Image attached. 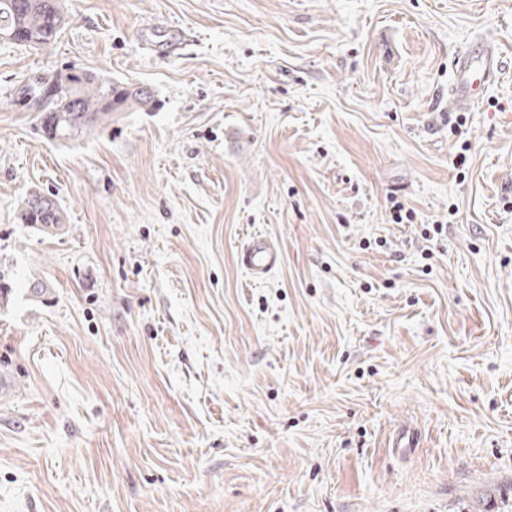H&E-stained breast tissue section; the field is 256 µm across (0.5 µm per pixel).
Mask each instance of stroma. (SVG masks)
I'll return each mask as SVG.
<instances>
[{
	"label": "stroma",
	"instance_id": "35a3bbf8",
	"mask_svg": "<svg viewBox=\"0 0 512 512\" xmlns=\"http://www.w3.org/2000/svg\"><path fill=\"white\" fill-rule=\"evenodd\" d=\"M65 3L0 41V512H512V0ZM476 36L506 68L462 115ZM67 66L160 106L50 143L18 92ZM20 221L38 229H57L65 224V214L58 201L35 190L22 202ZM237 260L251 280L262 282L281 266L283 255L268 236L254 233L241 245Z\"/></svg>",
	"mask_w": 512,
	"mask_h": 512
}]
</instances>
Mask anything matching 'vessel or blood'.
I'll list each match as a JSON object with an SVG mask.
<instances>
[{"mask_svg": "<svg viewBox=\"0 0 512 512\" xmlns=\"http://www.w3.org/2000/svg\"><path fill=\"white\" fill-rule=\"evenodd\" d=\"M504 60L496 45L477 38L459 52L453 63L454 78L449 95L457 110L468 111L478 103L500 79ZM237 260L251 280H266L283 261L280 249L266 235L251 234L241 245Z\"/></svg>", "mask_w": 512, "mask_h": 512, "instance_id": "obj_1", "label": "vessel or blood"}]
</instances>
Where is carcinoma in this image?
Returning a JSON list of instances; mask_svg holds the SVG:
<instances>
[{
    "label": "carcinoma",
    "instance_id": "obj_1",
    "mask_svg": "<svg viewBox=\"0 0 512 512\" xmlns=\"http://www.w3.org/2000/svg\"><path fill=\"white\" fill-rule=\"evenodd\" d=\"M66 21L62 0H0V34L23 33V47L53 46ZM68 71L66 67L51 76L32 77L19 92L21 98L49 101L41 113L40 130L50 142L74 143L122 112H153L159 107L155 91L142 83L89 70L78 71L71 81L65 78ZM20 221L38 229H58L65 214L58 201L35 190L22 202Z\"/></svg>",
    "mask_w": 512,
    "mask_h": 512
}]
</instances>
